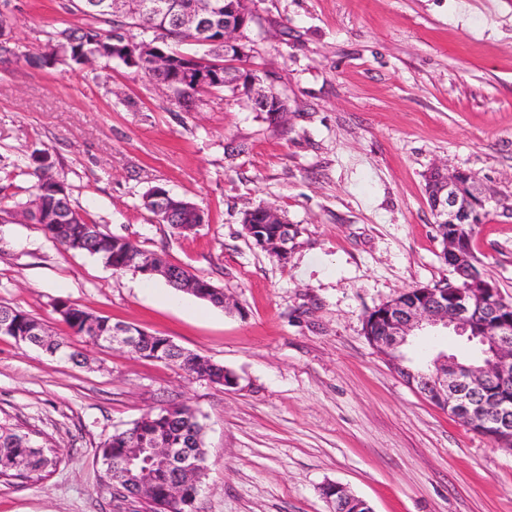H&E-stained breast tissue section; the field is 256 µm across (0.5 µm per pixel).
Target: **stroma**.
Segmentation results:
<instances>
[{"label":"stroma","instance_id":"obj_1","mask_svg":"<svg viewBox=\"0 0 512 512\" xmlns=\"http://www.w3.org/2000/svg\"><path fill=\"white\" fill-rule=\"evenodd\" d=\"M244 67L288 102L280 125L244 92L183 107L115 60L49 65L47 34L87 27L68 0H0V304L67 339L79 361L0 335V423L58 449L37 483L0 481V512H142L103 485L102 444L152 407L204 425L196 512H330L342 484L373 512H512V450L414 392L367 341L365 316L448 280L424 175L469 171L489 215L473 246L512 298V0H252ZM105 232L223 289L217 308L55 243L23 219L40 156ZM155 185L202 207L174 234L142 205ZM278 210L287 263L242 228ZM169 337L224 367L223 386L74 335L58 300Z\"/></svg>","mask_w":512,"mask_h":512}]
</instances>
